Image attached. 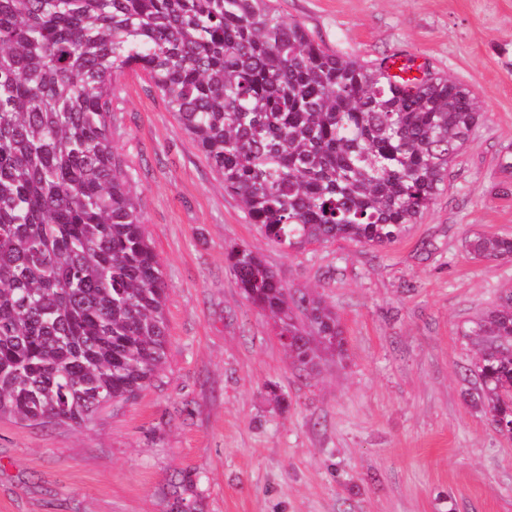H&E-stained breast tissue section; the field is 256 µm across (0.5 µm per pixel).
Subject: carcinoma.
<instances>
[{
  "label": "carcinoma",
  "mask_w": 512,
  "mask_h": 512,
  "mask_svg": "<svg viewBox=\"0 0 512 512\" xmlns=\"http://www.w3.org/2000/svg\"><path fill=\"white\" fill-rule=\"evenodd\" d=\"M384 64L272 0H0V418L78 428L165 359L167 285L112 143L118 77L144 74L272 244L382 247L435 204L481 117L462 82L428 69L405 90ZM466 244L512 260L511 235ZM227 260L296 369L343 353L321 296L248 247ZM467 335L479 399L512 433V290Z\"/></svg>",
  "instance_id": "carcinoma-1"
}]
</instances>
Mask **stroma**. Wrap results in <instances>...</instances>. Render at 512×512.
<instances>
[{
	"mask_svg": "<svg viewBox=\"0 0 512 512\" xmlns=\"http://www.w3.org/2000/svg\"><path fill=\"white\" fill-rule=\"evenodd\" d=\"M336 52L404 53L484 113L435 205L385 247L285 251L142 75L118 79L112 141L167 284L165 362L135 399L73 429L0 419V512H512V434L478 400L467 334L512 286L468 237L512 235V0H278ZM260 252L332 305L344 358L290 364L226 258Z\"/></svg>",
	"mask_w": 512,
	"mask_h": 512,
	"instance_id": "1",
	"label": "stroma"
}]
</instances>
